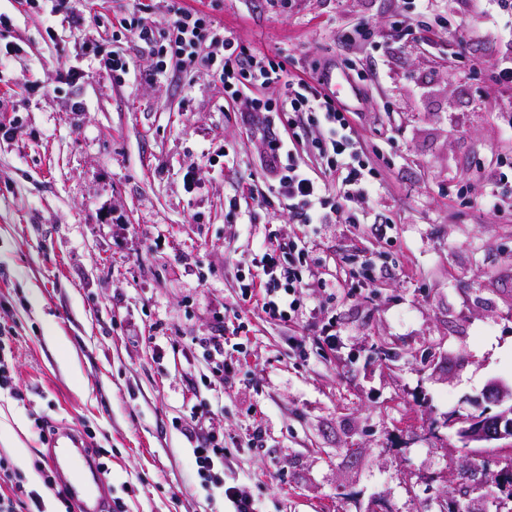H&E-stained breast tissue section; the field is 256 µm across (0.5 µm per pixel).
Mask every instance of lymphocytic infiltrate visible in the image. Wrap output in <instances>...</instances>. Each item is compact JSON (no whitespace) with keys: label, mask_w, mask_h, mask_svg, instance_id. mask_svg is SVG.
<instances>
[{"label":"lymphocytic infiltrate","mask_w":512,"mask_h":512,"mask_svg":"<svg viewBox=\"0 0 512 512\" xmlns=\"http://www.w3.org/2000/svg\"><path fill=\"white\" fill-rule=\"evenodd\" d=\"M84 11L94 25H111L144 42L148 49L146 64L136 67L127 57L95 45L100 70L113 78L132 74L151 83L172 62L186 70L204 68L219 77L230 100L241 101L244 125L253 127L271 116L291 127L308 123L315 133L311 143L324 168L317 173L302 165L295 142L269 140L270 163L279 172L278 194L287 201L289 213L301 216L305 223H359L354 206L377 193L378 181L355 135L349 110L325 88L321 74L289 75L287 61L250 52L223 26L183 0H168V23L162 30L153 25V6L148 0H134L130 14L112 22L92 6H85ZM263 89L268 92L264 98L259 95ZM305 257L304 247L293 239L264 247L256 279L240 287L242 300L255 301L270 318L296 319L303 304L305 283L299 267ZM203 417V411L194 407L181 423L198 476L223 487L232 512H257L246 486L225 482L224 448L206 430Z\"/></svg>","instance_id":"f902f5d3"}]
</instances>
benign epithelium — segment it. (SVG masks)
I'll return each mask as SVG.
<instances>
[{
	"mask_svg": "<svg viewBox=\"0 0 512 512\" xmlns=\"http://www.w3.org/2000/svg\"><path fill=\"white\" fill-rule=\"evenodd\" d=\"M487 400L501 406L500 412L492 416L448 418L449 427H457L461 442L467 446L487 448L494 444L498 448L512 447V391L504 390L492 382L485 390ZM511 404H506V401Z\"/></svg>",
	"mask_w": 512,
	"mask_h": 512,
	"instance_id": "obj_1",
	"label": "benign epithelium"
}]
</instances>
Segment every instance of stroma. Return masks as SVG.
<instances>
[{"mask_svg":"<svg viewBox=\"0 0 512 512\" xmlns=\"http://www.w3.org/2000/svg\"><path fill=\"white\" fill-rule=\"evenodd\" d=\"M198 7L254 52L287 56L291 74L355 76L352 122L381 184L363 209L389 230L293 223L266 154L289 128L243 126L211 72L117 81L48 0H0V326L25 395H0V456L47 512H80L67 471L47 485L34 469L43 418L106 464L116 512H228L181 433L196 405L259 512H512L508 493L457 490L463 466L494 480L512 450L464 447L444 425L497 413L486 386H512V178L478 170L512 142V86L493 76L512 15L487 0L459 28V0H434L435 32L416 42L390 30L409 0ZM363 24L374 40L343 45ZM72 68L83 77L65 83ZM489 186L502 213L477 201ZM267 236L305 243L297 321L240 296ZM218 333L230 374L210 385L203 340Z\"/></svg>","mask_w":512,"mask_h":512,"instance_id":"1","label":"stroma"}]
</instances>
